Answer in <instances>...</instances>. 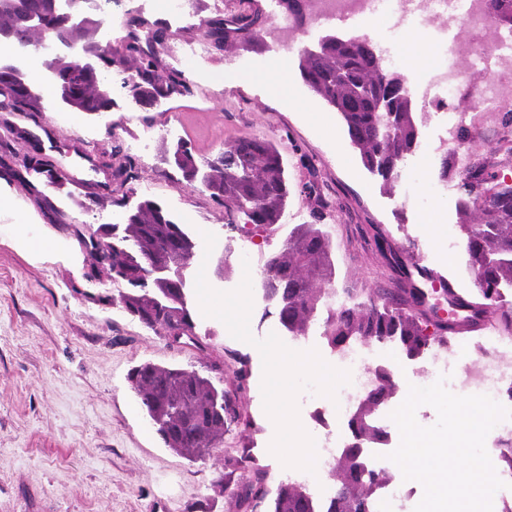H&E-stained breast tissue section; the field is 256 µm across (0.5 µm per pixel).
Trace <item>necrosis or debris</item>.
<instances>
[{
  "label": "necrosis or debris",
  "mask_w": 512,
  "mask_h": 512,
  "mask_svg": "<svg viewBox=\"0 0 512 512\" xmlns=\"http://www.w3.org/2000/svg\"><path fill=\"white\" fill-rule=\"evenodd\" d=\"M310 11L319 23L358 19L368 25L382 14L399 29L436 22L440 35L438 48L446 61L430 75L429 82L437 91L424 95L423 102L443 123L447 132L446 149L454 147L452 132L456 126V116L449 111L448 101L466 81L470 63H482L486 73L484 83L473 96L479 111H493L505 98L512 96V44L497 37L479 43L447 39L449 31L462 23L475 30L491 27L486 0H311ZM463 382L472 389L512 391V336L496 337L483 364L467 371Z\"/></svg>",
  "instance_id": "4bbe7bcc"
}]
</instances>
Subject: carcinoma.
<instances>
[{
    "label": "carcinoma",
    "mask_w": 512,
    "mask_h": 512,
    "mask_svg": "<svg viewBox=\"0 0 512 512\" xmlns=\"http://www.w3.org/2000/svg\"><path fill=\"white\" fill-rule=\"evenodd\" d=\"M240 2L248 11L206 21V36L212 48L240 47L259 36L266 16L258 0ZM487 3L495 26L512 30V0ZM281 5L295 22H303L307 0H281ZM33 16L40 22L39 34L29 28L28 20ZM102 23L98 14L89 13L82 29L72 28L59 0H0V30L13 34L17 45L42 49L49 40L56 46L46 55L47 79L57 88L59 103L67 109L87 115L111 111L114 101L100 88L114 66H131L122 85L128 96L144 108L187 91L179 71L158 72L152 46L165 40L166 31L160 24L134 21L124 43L103 46L94 41ZM74 39L83 41L90 54H105L100 69L81 67L59 53ZM3 57L10 66L0 64V109H32L40 102V95L16 58L0 52V59ZM299 72L310 90L338 114L351 144L359 150L364 168L385 184L397 178L401 162L418 146V119L401 76L382 66L373 44L359 37L327 36L318 51L301 52ZM113 160L117 177L113 203L124 208L123 223L103 224L90 238L94 272L126 282L128 289L119 294L118 304L144 328L171 345L203 351L212 333L201 332L193 300L190 267L195 258V237L189 225L180 223L151 198L129 205L125 187L138 174L118 153H113ZM168 163L186 182L204 186L212 201L224 208V223L254 229H272L281 223L289 183L273 141L243 137L202 162L188 143L180 140ZM22 165L28 173L54 172V166L39 153L24 157ZM302 189L317 202L312 212L315 223L295 225L284 250L264 263L260 281L263 297L272 305V314L284 334H307L310 320L320 308L326 311L322 336L335 351L352 341L393 343L407 358L416 359L435 345H448L451 337L462 338L480 330L488 315L504 332L512 333V306L505 299L506 290H512V183L483 167L466 173L462 180L459 209L465 214L475 209L479 214L478 223L463 224L461 231L469 267L480 288L465 298L451 286H444L448 304L459 311L454 319L435 316L425 293L404 272L398 253L383 237L375 239V246L404 287L367 304L345 300L333 307L325 302L317 283L333 275L330 237L321 225L329 203L316 183L308 182ZM151 266L180 269L183 276L141 283L142 273ZM430 321L432 337L423 328ZM127 380L165 446L187 459H201L219 450L228 410L242 419L224 385L194 369L144 361L130 369ZM391 386L390 372L374 369L371 405L348 422L352 446L343 454L342 479L327 496L317 497L292 480H281L272 490L265 468L255 462L245 465L231 455L225 456L224 466L236 477L224 475L218 479L222 492L236 502L238 512H373L378 490L389 478L370 463L365 444H377L387 437V431L373 418V411L374 404L390 395ZM244 424L249 426L251 421L246 419Z\"/></svg>",
    "instance_id": "carcinoma-1"
}]
</instances>
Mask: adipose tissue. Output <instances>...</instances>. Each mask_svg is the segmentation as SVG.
Returning <instances> with one entry per match:
<instances>
[{
    "label": "adipose tissue",
    "mask_w": 512,
    "mask_h": 512,
    "mask_svg": "<svg viewBox=\"0 0 512 512\" xmlns=\"http://www.w3.org/2000/svg\"><path fill=\"white\" fill-rule=\"evenodd\" d=\"M269 362L271 371L266 383L267 393L273 414L282 426L284 435L288 437L287 447L273 448L272 453L286 468L314 467L317 460L316 441L296 428L291 416L292 399L285 384L293 376L307 373L333 390L344 369L328 366L312 354L302 356L274 351L269 355Z\"/></svg>",
    "instance_id": "1"
}]
</instances>
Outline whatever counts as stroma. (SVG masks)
Returning a JSON list of instances; mask_svg holds the SVG:
<instances>
[{"label": "stroma", "mask_w": 512, "mask_h": 512, "mask_svg": "<svg viewBox=\"0 0 512 512\" xmlns=\"http://www.w3.org/2000/svg\"><path fill=\"white\" fill-rule=\"evenodd\" d=\"M229 3L189 0L185 15L177 18L160 0H114L112 15L99 30L100 41L116 45L125 40L130 17L163 22L168 38L158 69L182 72L188 93L147 110L127 98L123 75L116 71L114 106L100 117L68 111L51 97L43 98L39 112L0 109V160L20 170L23 156L38 151L61 174L51 184L20 170L5 184L37 219L28 234L55 236L57 253L35 257L18 250L13 243L18 227L9 211H0V512H151L158 500L166 502V512H237L215 485L228 454L255 458L274 480L287 477L269 453L281 427L263 392L267 338L278 325L266 314L257 288L243 289L242 272L259 274L265 259L282 251L289 231L310 222L311 203L300 191L305 182L317 183L331 205L325 229L337 298L364 302L398 287L397 274L375 252L380 234L404 263L442 275L459 292L474 289L460 227L475 217L458 211L461 172L482 164L512 179V164L496 150L500 140H512V101L493 112L475 111L473 88L484 71L472 67L451 102L460 125L473 132L455 143L459 172L439 181L443 132L427 113L418 150L403 160L397 180L383 186L361 165L336 114L303 83L298 53L287 56L292 88L287 98L252 77L282 56L267 36L243 48L192 55L203 19L224 13ZM312 109L325 115L326 126L309 118ZM252 135L275 139L293 186L284 222L274 231L244 233L225 223L202 186L179 180L165 162L180 139L206 158L225 143ZM116 149L139 173L131 184L134 197H154L193 229L211 293L228 303L248 298L241 327L200 312L202 329L212 333L206 351L168 345L113 305L119 284L89 276L83 238L100 225L120 223L123 213L112 197L109 162ZM437 181L442 191H433ZM431 214L438 217L435 232L426 223ZM497 333L490 323L474 341L436 347L415 360L396 346L376 345L372 363L395 373L392 402L405 400L410 386L439 380L458 393L464 367L483 362L482 340ZM237 354L249 360L242 385L234 374ZM146 360L202 373L211 363H223L224 387L235 393L247 423L229 421L222 449L201 460L165 448L127 381L129 370ZM289 386L300 430L316 431L307 416L313 395L328 411L337 444L347 443L348 419L335 416L336 395L307 376L291 379Z\"/></svg>", "instance_id": "35a3bbf8"}]
</instances>
